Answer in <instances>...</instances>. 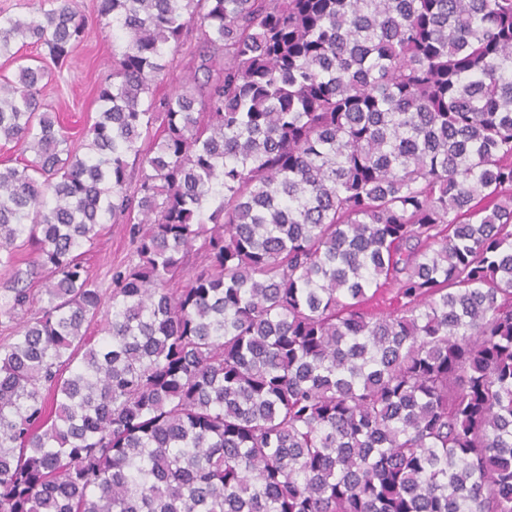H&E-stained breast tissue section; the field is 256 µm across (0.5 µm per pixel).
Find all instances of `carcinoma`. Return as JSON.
Instances as JSON below:
<instances>
[{
    "mask_svg": "<svg viewBox=\"0 0 512 512\" xmlns=\"http://www.w3.org/2000/svg\"><path fill=\"white\" fill-rule=\"evenodd\" d=\"M40 2L0 14L33 153L0 164V512H512V0H99L82 154L15 45L60 69L88 20ZM133 257V247L120 224L108 220L103 224L101 237L93 252L83 257L84 265L103 290L112 288L111 269L113 264ZM108 290V291H109Z\"/></svg>",
    "mask_w": 512,
    "mask_h": 512,
    "instance_id": "cac0c4a2",
    "label": "carcinoma"
}]
</instances>
